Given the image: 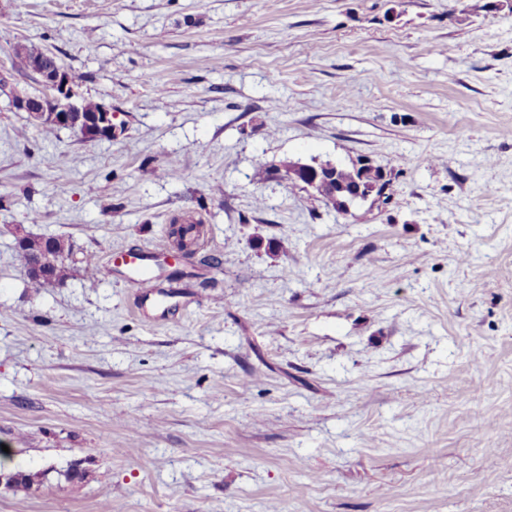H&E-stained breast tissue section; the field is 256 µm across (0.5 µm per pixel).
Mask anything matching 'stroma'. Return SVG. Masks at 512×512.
Listing matches in <instances>:
<instances>
[{
  "label": "stroma",
  "instance_id": "obj_1",
  "mask_svg": "<svg viewBox=\"0 0 512 512\" xmlns=\"http://www.w3.org/2000/svg\"><path fill=\"white\" fill-rule=\"evenodd\" d=\"M17 43L122 130L0 98V463L45 474L0 512H512V0H0L35 93ZM297 159L386 196L334 210ZM301 170L308 173L307 180L302 182L304 188L312 195L315 194L318 189L322 188L325 179L324 174L319 169L309 165L304 166ZM379 170V168L361 163L359 165L352 164L351 166L334 164L333 172L336 178L323 185V190L318 192L316 197L321 198V201L333 209L340 210L346 200V193L336 191L343 189L350 192L359 184H376L381 178ZM17 252L27 267L31 262L41 257L48 263L51 278L44 279L30 276V287L34 291H39L47 283L64 284L70 273V268L65 264V255L71 251V244L60 237H49L47 239L24 236L17 239ZM41 265L34 260L30 266L29 275L40 273ZM139 262L136 264L133 270V274L126 281V287L143 289L146 292H152L154 288L153 284V268L147 262L149 259L144 257H134Z\"/></svg>",
  "mask_w": 512,
  "mask_h": 512
}]
</instances>
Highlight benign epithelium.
Listing matches in <instances>:
<instances>
[{
  "instance_id": "7a95c632",
  "label": "benign epithelium",
  "mask_w": 512,
  "mask_h": 512,
  "mask_svg": "<svg viewBox=\"0 0 512 512\" xmlns=\"http://www.w3.org/2000/svg\"><path fill=\"white\" fill-rule=\"evenodd\" d=\"M27 68L40 78L41 93L35 95L19 90L11 78L0 72V97H6L15 110L33 117H48L83 137L87 135L89 126L107 140L121 131V127L114 123L116 113L104 105L87 117L82 115L83 96L79 87L72 82L68 69L51 54L45 52L27 59ZM303 171L308 173L307 180L303 181L304 188L316 193L322 188L324 174L309 165L304 166Z\"/></svg>"
}]
</instances>
